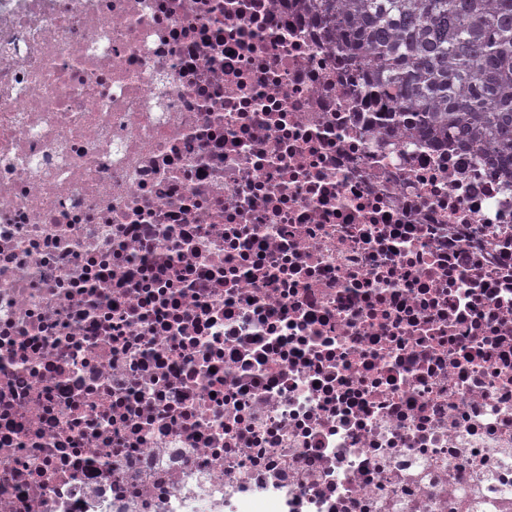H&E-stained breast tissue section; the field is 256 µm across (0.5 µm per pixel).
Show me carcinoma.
<instances>
[{"mask_svg":"<svg viewBox=\"0 0 512 512\" xmlns=\"http://www.w3.org/2000/svg\"><path fill=\"white\" fill-rule=\"evenodd\" d=\"M358 90L388 96L387 126L485 150L512 179V0H303Z\"/></svg>","mask_w":512,"mask_h":512,"instance_id":"carcinoma-1","label":"carcinoma"}]
</instances>
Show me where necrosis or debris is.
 Wrapping results in <instances>:
<instances>
[{
	"label": "necrosis or debris",
	"mask_w": 512,
	"mask_h": 512,
	"mask_svg": "<svg viewBox=\"0 0 512 512\" xmlns=\"http://www.w3.org/2000/svg\"><path fill=\"white\" fill-rule=\"evenodd\" d=\"M384 110L302 0H0V512H512V182Z\"/></svg>",
	"instance_id": "4bbe7bcc"
}]
</instances>
